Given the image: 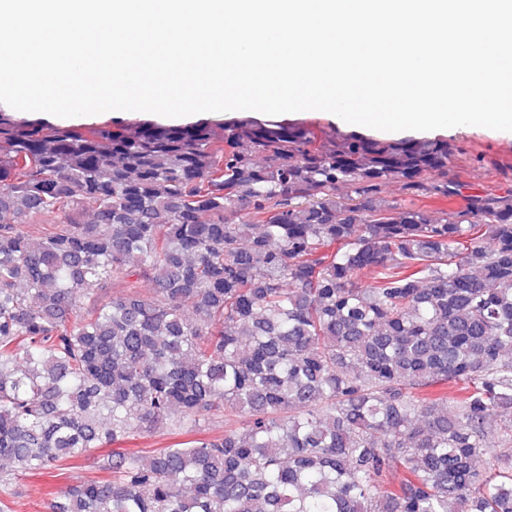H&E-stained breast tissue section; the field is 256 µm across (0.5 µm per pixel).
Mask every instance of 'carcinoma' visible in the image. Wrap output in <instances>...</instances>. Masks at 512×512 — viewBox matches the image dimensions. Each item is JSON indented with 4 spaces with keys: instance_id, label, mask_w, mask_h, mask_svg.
Returning a JSON list of instances; mask_svg holds the SVG:
<instances>
[{
    "instance_id": "carcinoma-1",
    "label": "carcinoma",
    "mask_w": 512,
    "mask_h": 512,
    "mask_svg": "<svg viewBox=\"0 0 512 512\" xmlns=\"http://www.w3.org/2000/svg\"><path fill=\"white\" fill-rule=\"evenodd\" d=\"M453 161L0 110V512L109 447L45 512H512V192L440 217L383 195L447 198ZM164 429L185 440L119 448Z\"/></svg>"
}]
</instances>
